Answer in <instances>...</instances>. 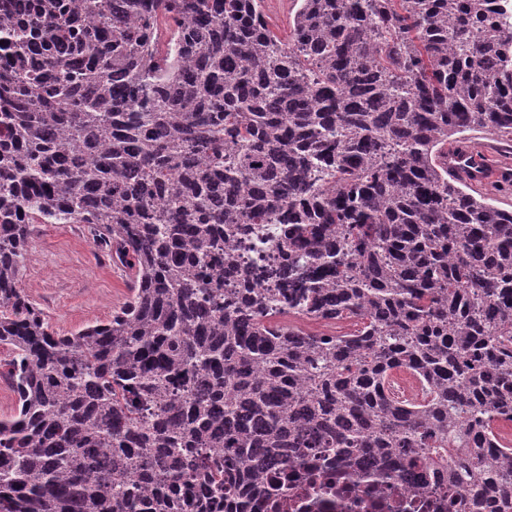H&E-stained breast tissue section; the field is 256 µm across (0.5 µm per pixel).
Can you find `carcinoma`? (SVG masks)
I'll list each match as a JSON object with an SVG mask.
<instances>
[{
	"label": "carcinoma",
	"mask_w": 512,
	"mask_h": 512,
	"mask_svg": "<svg viewBox=\"0 0 512 512\" xmlns=\"http://www.w3.org/2000/svg\"><path fill=\"white\" fill-rule=\"evenodd\" d=\"M296 2L0 0V512H247L298 448L512 512V211L440 163L512 143V0ZM34 224L129 271L110 319L51 329ZM261 8L278 35L287 40L298 5L294 0H264ZM469 136L472 137L469 139V143L479 152L489 156L501 166H511L512 168V148L505 147L496 136L481 131H474Z\"/></svg>",
	"instance_id": "cac0c4a2"
}]
</instances>
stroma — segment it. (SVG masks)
<instances>
[{"label":"stroma","mask_w":512,"mask_h":512,"mask_svg":"<svg viewBox=\"0 0 512 512\" xmlns=\"http://www.w3.org/2000/svg\"><path fill=\"white\" fill-rule=\"evenodd\" d=\"M21 286L51 327L68 335L109 319L129 295V276L94 246L83 225L37 224Z\"/></svg>","instance_id":"obj_1"}]
</instances>
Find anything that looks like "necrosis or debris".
<instances>
[{
  "mask_svg": "<svg viewBox=\"0 0 512 512\" xmlns=\"http://www.w3.org/2000/svg\"><path fill=\"white\" fill-rule=\"evenodd\" d=\"M420 473L397 472L393 461L357 453L325 468L319 452L299 449L278 499L257 498L251 512H455L459 491L419 489Z\"/></svg>",
  "mask_w": 512,
  "mask_h": 512,
  "instance_id": "4bbe7bcc",
  "label": "necrosis or debris"
}]
</instances>
